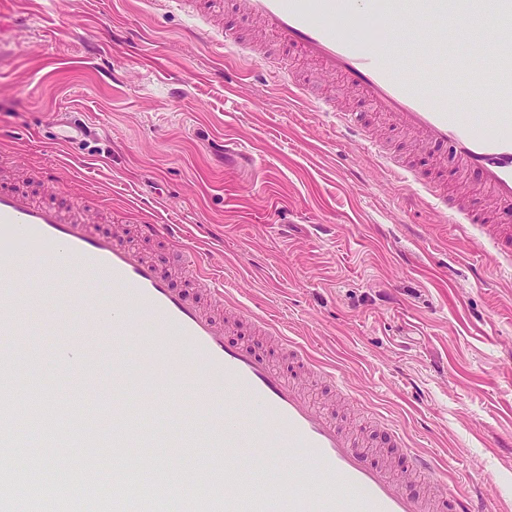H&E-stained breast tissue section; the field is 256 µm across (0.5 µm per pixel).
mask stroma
Returning <instances> with one entry per match:
<instances>
[{
    "instance_id": "obj_1",
    "label": "stroma",
    "mask_w": 512,
    "mask_h": 512,
    "mask_svg": "<svg viewBox=\"0 0 512 512\" xmlns=\"http://www.w3.org/2000/svg\"><path fill=\"white\" fill-rule=\"evenodd\" d=\"M188 19L151 0H0V164L17 186L88 208L96 229L149 220L178 237L144 242L190 284L184 251L204 274L335 369L363 404L308 389L322 408L386 446L385 423L432 457L485 512H512V273L455 225L409 198L378 157L347 143L311 102L248 75L232 46H196ZM487 57L449 44L445 56L408 52L399 74L451 72ZM90 136L61 144L64 124ZM393 145L449 187L461 182L448 148L420 146L383 116ZM53 183H46V174ZM65 320L35 342L59 400ZM103 364L85 386L97 427L112 430L119 386Z\"/></svg>"
}]
</instances>
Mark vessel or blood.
I'll list each match as a JSON object with an SVG mask.
<instances>
[{
  "mask_svg": "<svg viewBox=\"0 0 512 512\" xmlns=\"http://www.w3.org/2000/svg\"><path fill=\"white\" fill-rule=\"evenodd\" d=\"M237 10L263 25L279 43L300 51L317 64L324 78H341L359 90L379 114L420 142L447 145L462 174L479 178L498 204L478 207L462 188L448 191L435 177L422 178L411 155L395 150L363 114L340 108L331 97L303 85L316 111L328 117L343 137L384 162L387 173L411 187L420 201L451 224L474 226L480 247L493 250L512 269V0H494L481 15L478 45L489 54L494 75L490 96L479 111L460 112L436 106V97L455 100L461 91L454 77L401 78L399 42L429 52H447L448 30L470 40V18L454 13L451 0H234ZM412 21L404 39L389 32L390 22ZM75 269L68 287H59L60 271ZM107 283L111 295L95 292ZM36 291H29V284ZM210 295L226 314L245 319L266 335L272 323L230 298L217 281L176 289L168 271L127 245L117 233H96L88 214L72 215L38 202L23 191L0 187V473L13 475L14 448L29 437L14 430L19 406H27L32 423L55 412V392L41 384V366L33 341L42 321L67 317L83 324L96 316L101 343L85 347L78 362L62 375L69 382V410L83 419L91 414L85 381L105 361L121 377H132L115 399L112 456L125 464L128 449L151 448L152 478L139 484L117 482L113 512H175L180 483L163 451L181 448L193 456L201 480L189 497L190 512H483L472 497L436 491L411 494L405 475L433 477L430 457L410 448L400 430H392L391 447L400 451L399 466L373 459L362 442L311 401L296 378L310 372L312 361L290 343L288 367L248 344L226 339L224 322L201 301ZM50 308L41 319L30 316L34 297ZM224 382L233 401L202 425L182 422L179 397L188 390ZM155 390L150 413L140 410L141 394ZM164 417L165 430L147 428L148 415ZM259 449L262 471L249 473L237 463L242 448ZM26 494L39 503L62 508L60 487L28 482Z\"/></svg>",
  "mask_w": 512,
  "mask_h": 512,
  "instance_id": "obj_1",
  "label": "vessel or blood"
}]
</instances>
